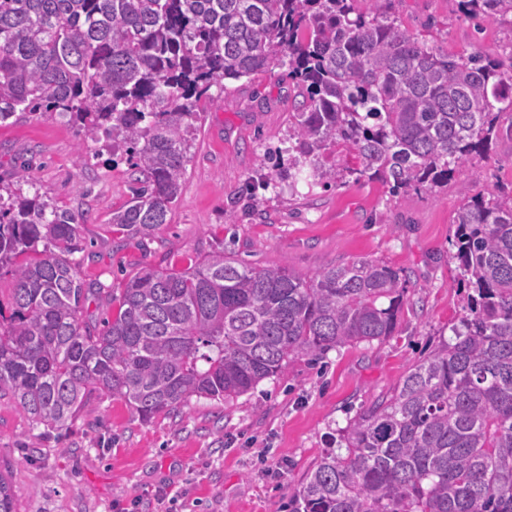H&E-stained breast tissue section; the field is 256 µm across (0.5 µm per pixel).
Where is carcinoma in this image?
Segmentation results:
<instances>
[{
    "label": "carcinoma",
    "instance_id": "carcinoma-1",
    "mask_svg": "<svg viewBox=\"0 0 512 512\" xmlns=\"http://www.w3.org/2000/svg\"><path fill=\"white\" fill-rule=\"evenodd\" d=\"M358 0H0V123L69 117L85 141L120 142L139 173L112 223L151 238L181 191L201 97L219 80L288 65L292 167L328 187L340 144L351 175L433 190L488 151L512 112V52L440 53ZM512 26V0H462ZM453 258L467 291L452 339L349 419L294 491L290 512H512V193L457 209ZM41 258L15 259L37 247ZM81 226L41 196L0 186V399L63 430L104 395L147 421L192 397L230 402L300 356L394 335L399 271L372 260L313 274L220 249L182 270L124 278L112 318L82 320ZM0 512H16L0 473Z\"/></svg>",
    "mask_w": 512,
    "mask_h": 512
}]
</instances>
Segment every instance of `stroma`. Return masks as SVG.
I'll return each instance as SVG.
<instances>
[{"instance_id": "stroma-1", "label": "stroma", "mask_w": 512, "mask_h": 512, "mask_svg": "<svg viewBox=\"0 0 512 512\" xmlns=\"http://www.w3.org/2000/svg\"><path fill=\"white\" fill-rule=\"evenodd\" d=\"M387 12L442 53L490 56L512 26L463 16L461 0H389ZM287 67L213 83L198 106L181 194L156 236L128 237L112 213L130 198L133 169L122 148L83 142L47 112L0 124V184L27 166L24 195L71 211L87 287L114 288L143 266L185 268L223 244L255 265L312 273L366 258L401 272L407 293L397 330L321 358L300 357L278 378L231 403L191 399L177 413L142 421L106 396L62 431L42 434L0 401V471L17 512H288L293 490L361 408L389 393L460 316V272L450 239L465 197L512 190V113L503 114L479 181L458 176L435 189L392 192L382 179L346 174L342 146L325 150L335 186L288 180ZM276 164L264 163L266 153Z\"/></svg>"}]
</instances>
